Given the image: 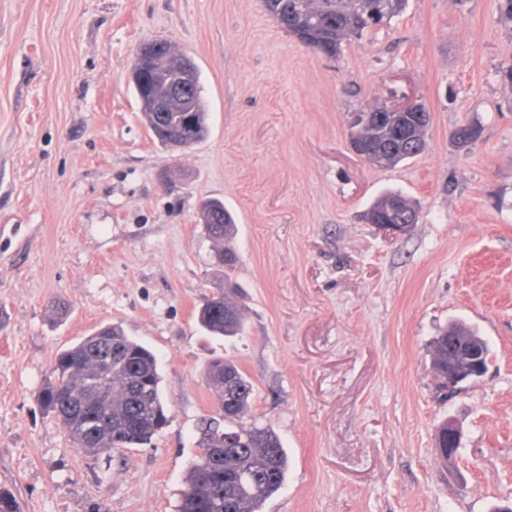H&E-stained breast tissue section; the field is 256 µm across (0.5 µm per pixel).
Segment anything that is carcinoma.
<instances>
[{"instance_id": "cac0c4a2", "label": "carcinoma", "mask_w": 512, "mask_h": 512, "mask_svg": "<svg viewBox=\"0 0 512 512\" xmlns=\"http://www.w3.org/2000/svg\"><path fill=\"white\" fill-rule=\"evenodd\" d=\"M407 0H265L276 24L305 47L328 56L342 43L359 39L390 24ZM183 52L166 42L155 50L134 86L138 99L157 93L182 70ZM200 79L190 96H171L161 112H143L147 126L166 150H180L179 138L193 133L202 140L208 130ZM376 105L359 113L358 143L369 163L392 167L422 153L430 112L408 118L387 116ZM400 224L415 205L388 191L369 208ZM199 217L213 243L215 263L224 268V287L204 298L197 320L211 336L235 337L244 331L238 287L231 274L239 258L237 224L218 198L202 201ZM465 329L461 322L439 330L430 343L436 384L448 378V336ZM216 414L197 427L198 452L191 461L178 512H263L265 502L284 485L288 454L276 431L248 423L254 385L239 364L214 358L204 369ZM163 376L156 354L130 338L118 325L104 326L59 351L37 395L41 407L59 420L80 451L96 455L140 444L170 421L163 397Z\"/></svg>"}]
</instances>
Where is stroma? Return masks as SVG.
<instances>
[{
    "label": "stroma",
    "mask_w": 512,
    "mask_h": 512,
    "mask_svg": "<svg viewBox=\"0 0 512 512\" xmlns=\"http://www.w3.org/2000/svg\"><path fill=\"white\" fill-rule=\"evenodd\" d=\"M163 39L196 64L208 133L165 151L128 73ZM512 24L501 0H408L389 27L315 54L263 0H0V486L21 512H177L209 359L254 384L288 475L263 512H490L512 499ZM412 97L417 157L357 156L356 115ZM476 121L460 148L452 131ZM388 190L418 222L363 214ZM237 218L245 333L205 335L222 277L199 220ZM65 302L58 318L53 299ZM455 321L486 373L441 400L429 346ZM120 325L157 354L170 422L87 455L36 400L58 350ZM462 429L452 464L435 448Z\"/></svg>",
    "instance_id": "35a3bbf8"
}]
</instances>
